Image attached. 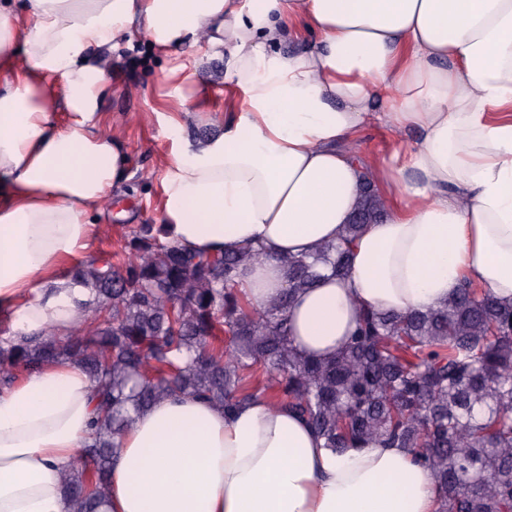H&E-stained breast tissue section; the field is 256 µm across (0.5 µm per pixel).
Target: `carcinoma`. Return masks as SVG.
Masks as SVG:
<instances>
[{
  "label": "carcinoma",
  "mask_w": 512,
  "mask_h": 512,
  "mask_svg": "<svg viewBox=\"0 0 512 512\" xmlns=\"http://www.w3.org/2000/svg\"><path fill=\"white\" fill-rule=\"evenodd\" d=\"M384 213L365 183L341 239L313 257L282 260L286 289L255 308L242 296L258 250L199 254L161 224L125 237L126 258L90 256L67 275L87 291L82 321L59 338H0V391L23 372L73 362L94 382L90 441L62 476L71 512H104L114 439L173 394L232 412L258 395L298 413L341 451L363 441L410 448L439 486V512H512V304L468 282L427 312L363 310L330 360L297 353L287 310L322 271L349 272L350 244Z\"/></svg>",
  "instance_id": "carcinoma-1"
}]
</instances>
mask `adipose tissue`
<instances>
[{
	"mask_svg": "<svg viewBox=\"0 0 512 512\" xmlns=\"http://www.w3.org/2000/svg\"><path fill=\"white\" fill-rule=\"evenodd\" d=\"M208 33L239 103L220 133L167 169L168 240L201 252L262 249L240 280L254 305L283 292L284 256L335 242L364 180L386 202L348 277L297 293L291 341L329 359L361 308L447 303L469 282L512 303V0H0V304L26 333L68 335L84 291L63 268L88 251L125 172L98 128L100 59L146 35L161 48ZM312 40L301 50L288 39ZM66 91L67 121L45 76ZM373 123L398 139L369 165ZM94 383L52 363L0 392V512H70L61 475L89 436ZM108 512H436L412 450L337 453L265 398L233 413L166 397L117 439Z\"/></svg>",
	"mask_w": 512,
	"mask_h": 512,
	"instance_id": "ef3b65f1",
	"label": "adipose tissue"
}]
</instances>
